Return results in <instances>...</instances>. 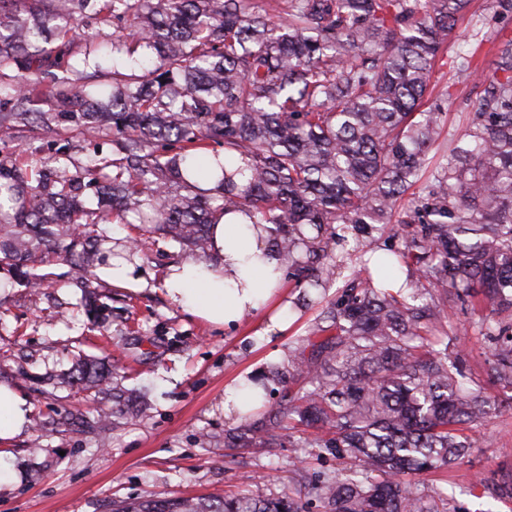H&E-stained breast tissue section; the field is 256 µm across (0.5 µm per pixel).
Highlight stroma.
<instances>
[{
  "mask_svg": "<svg viewBox=\"0 0 512 512\" xmlns=\"http://www.w3.org/2000/svg\"><path fill=\"white\" fill-rule=\"evenodd\" d=\"M479 19L485 20L489 37L512 38V17L495 14L492 0H472L448 40V54L466 50L465 40ZM477 92L473 82L456 79L439 64L422 105L440 107L447 114L446 130L454 131ZM52 144L39 129L0 132V160L14 158L33 169L56 153L75 172L88 163L95 146L112 150L95 135L60 141L56 152ZM91 233L105 258L127 256L141 289L106 285L112 311L100 321L79 306L64 258L40 264L49 279L36 291L22 286L13 270L0 267V383L13 386L50 418L81 405L59 382L77 356L129 364L134 371L124 385L147 412L121 419L103 436L56 434L28 425L0 448V465L16 476L0 485V512H112L115 502L149 495L218 500L244 490L267 499L294 488L291 448L257 445L227 454L224 435L241 421L225 417L224 393L238 376L249 373L266 380L272 404L283 403V379L317 308L303 305L301 288L287 277L281 288L288 303L283 334L262 337L261 311L217 329L172 306L163 290L171 264L196 258L193 247L155 235L144 248H136V232L126 224H99ZM445 316L449 352L461 354L471 377H483L489 350L473 331L479 312L451 301ZM472 433L483 439V446L457 463L438 489L458 512H512V499H493L477 479L512 465V412L488 418Z\"/></svg>",
  "mask_w": 512,
  "mask_h": 512,
  "instance_id": "obj_1",
  "label": "stroma"
}]
</instances>
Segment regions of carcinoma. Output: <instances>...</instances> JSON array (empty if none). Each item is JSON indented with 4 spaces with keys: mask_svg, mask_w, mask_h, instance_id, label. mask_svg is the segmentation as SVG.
Wrapping results in <instances>:
<instances>
[{
    "mask_svg": "<svg viewBox=\"0 0 512 512\" xmlns=\"http://www.w3.org/2000/svg\"><path fill=\"white\" fill-rule=\"evenodd\" d=\"M470 2L276 0L261 13L256 0H0V130L112 136V157L94 155L77 175L0 161V265L63 252L87 303L97 285L84 245L107 216L203 253L215 215L240 212L274 225L272 245L312 305L338 250L358 254L309 329L311 356L288 372L301 384L288 406L268 410V427L224 438L250 448L286 429L288 447L307 449L293 465L331 456L350 466L307 468L304 486L277 498L149 499L123 512H308L312 502L319 512H456L421 482L480 447L466 430L512 409V397L494 404L467 379L423 288L485 312L487 380L512 387V38L499 40L460 134L444 135L438 109L419 110ZM89 12L96 22L79 36ZM78 54L112 68V84L86 90ZM450 67L477 71L468 53ZM36 99L61 111L36 112ZM91 186L105 195L98 209L81 200ZM394 222L401 247L379 255L375 236ZM404 261L403 286L382 287ZM116 375L78 360L70 390L110 399L53 430L106 432L121 394L102 384ZM309 428L319 434L299 435ZM479 482L512 498L511 466Z\"/></svg>",
    "mask_w": 512,
    "mask_h": 512,
    "instance_id": "carcinoma-1",
    "label": "carcinoma"
}]
</instances>
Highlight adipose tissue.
Returning <instances> with one entry per match:
<instances>
[{"mask_svg": "<svg viewBox=\"0 0 512 512\" xmlns=\"http://www.w3.org/2000/svg\"><path fill=\"white\" fill-rule=\"evenodd\" d=\"M215 268L189 259L171 266L163 281L173 304L223 327L239 322L276 292L286 263L271 246L263 225L225 215L211 228ZM29 409L13 388L0 384V441L20 434Z\"/></svg>", "mask_w": 512, "mask_h": 512, "instance_id": "ef3b65f1", "label": "adipose tissue"}]
</instances>
